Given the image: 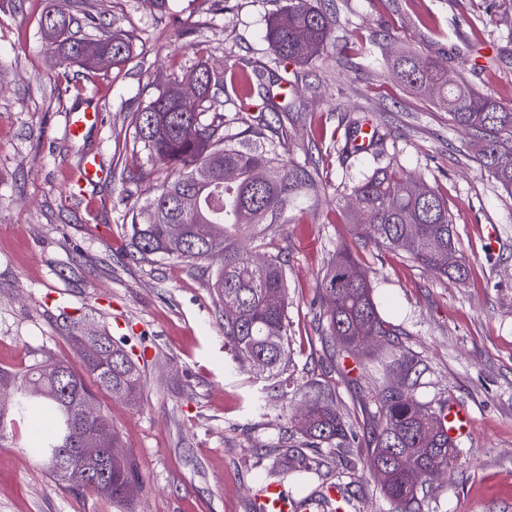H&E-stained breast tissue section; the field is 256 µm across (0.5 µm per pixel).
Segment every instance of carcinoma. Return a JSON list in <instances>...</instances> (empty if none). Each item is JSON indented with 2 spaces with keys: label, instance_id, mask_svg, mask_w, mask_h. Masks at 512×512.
<instances>
[{
  "label": "carcinoma",
  "instance_id": "cac0c4a2",
  "mask_svg": "<svg viewBox=\"0 0 512 512\" xmlns=\"http://www.w3.org/2000/svg\"><path fill=\"white\" fill-rule=\"evenodd\" d=\"M41 16L57 29L50 43L59 65L84 66L97 71H122L139 56L135 38L117 20L108 28L83 8V0H62ZM336 13L322 0H288V8L272 18L265 38L275 50L272 66L244 74L235 114H224V73L213 71L205 61L159 91L146 106L131 114L132 149L147 154L155 165L177 171V176L154 192L132 215L129 235L135 253L172 260L187 266L220 260L212 288L224 316L225 346L239 361L258 366L273 379L288 356L287 279L276 256L262 257L266 230L282 223L288 203L303 189L315 188L306 167L279 158L275 139L259 151L248 143L233 144L224 127L236 120L256 124L255 133L269 127L264 112H279L272 88L290 84L279 75L283 61L308 63L333 49ZM404 86L426 94L448 111L455 125L478 145L477 162L492 175L504 192L512 195V166L497 163L512 156V105L489 93L456 80L430 54L400 52L389 60ZM194 85V104L182 110L175 101L178 89ZM341 151L365 126L360 116L347 112L342 119ZM416 180L388 165L380 167L350 189L348 223L357 240L401 251L422 268L436 274L466 280L462 257L448 264V253H457L456 231L448 201L422 180L421 191H410ZM194 197L184 210L182 197ZM325 305L326 335L339 342L351 356L371 343H382L397 332L378 313L367 273L354 253L336 249L321 282ZM63 329L79 357L80 367L68 361L52 364L35 361L22 372L0 370V443L16 438L29 411L37 406L47 433L37 445L38 457L49 462L56 454L69 457L70 470L47 471L75 490L91 491L121 503L140 487L131 459L114 456L104 462L101 481L93 486L78 476V448L119 447L106 419L87 420L83 407L96 399L95 385L130 402L142 395V369L134 348L105 331L85 338L81 320L62 314ZM412 368L404 367L400 380L377 390L381 411L371 428L367 467L381 484L384 497L396 512H423L424 486L433 472L454 468L456 445L438 426L436 414L415 396L417 381ZM291 428L305 444L283 442L284 466L297 473H311L322 462L310 448L347 446L351 427L336 413L332 400L315 394L304 410L294 416ZM112 438L107 443L103 437Z\"/></svg>",
  "mask_w": 512,
  "mask_h": 512
}]
</instances>
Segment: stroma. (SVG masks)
Instances as JSON below:
<instances>
[{
    "mask_svg": "<svg viewBox=\"0 0 512 512\" xmlns=\"http://www.w3.org/2000/svg\"><path fill=\"white\" fill-rule=\"evenodd\" d=\"M287 4L229 0L216 12L211 0H168L160 11L152 0H86L101 21L121 20L146 48L143 62L99 75L56 64L39 25L50 0H0V369L77 362L59 328L64 310L98 328L122 317V337L149 355L140 400L98 395L141 490L110 503L68 488L42 467L25 428L20 444L0 446V512H252L251 492L278 465L289 417L320 390L357 438L325 453L316 473L284 472V485L311 498L340 475L360 512H393L365 466L384 348L336 357L324 334L320 280L342 245L354 246L379 313L397 331L393 360L413 365L418 399L436 412L458 405L474 424L457 443L456 467L432 480L425 512H512V197L480 169L476 146L448 113L369 53L373 39L394 32L398 47L443 52L452 75L512 104V51L499 48L512 29V0H335L347 44L342 64L286 63L297 116L282 121L277 145L283 159L307 165L317 187L289 204L263 249L287 273L283 375L302 386L296 399L274 397L273 380L225 350L211 288L216 262L191 268L132 254L127 207L143 204L171 173L133 153L131 113L198 58L229 72L265 66L273 56L266 25ZM89 107L101 123L71 136L69 113ZM346 110L381 126L377 150L341 158L335 134ZM92 154L103 174L74 191L71 180ZM387 164L436 177L468 265L465 281L355 245L345 222L348 190ZM127 165L149 179L122 185L117 174ZM123 192L125 206L117 202Z\"/></svg>",
    "mask_w": 512,
    "mask_h": 512,
    "instance_id": "1",
    "label": "stroma"
}]
</instances>
